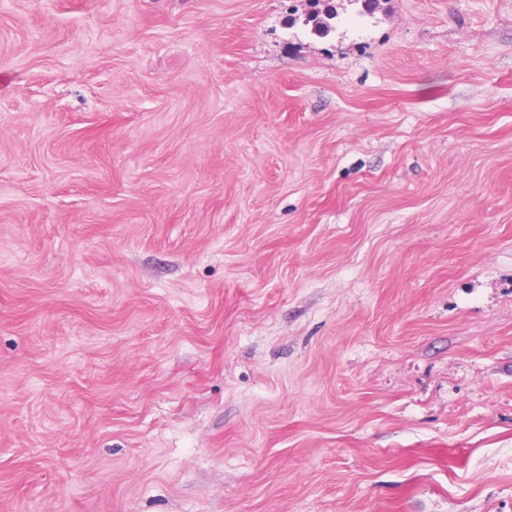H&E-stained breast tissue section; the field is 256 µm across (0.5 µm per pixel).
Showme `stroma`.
<instances>
[{"label":"stroma","mask_w":512,"mask_h":512,"mask_svg":"<svg viewBox=\"0 0 512 512\" xmlns=\"http://www.w3.org/2000/svg\"><path fill=\"white\" fill-rule=\"evenodd\" d=\"M2 75L0 512H512V0H0Z\"/></svg>","instance_id":"obj_1"}]
</instances>
